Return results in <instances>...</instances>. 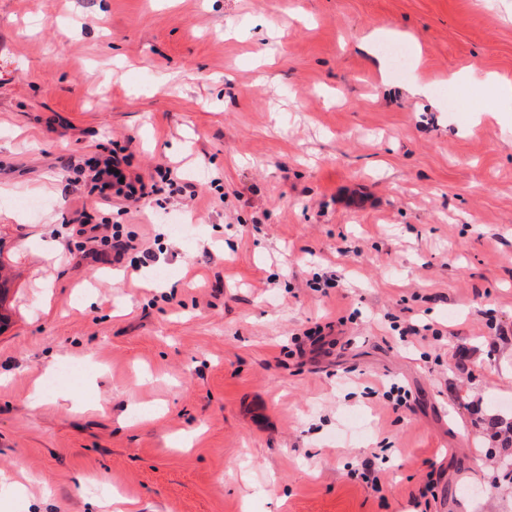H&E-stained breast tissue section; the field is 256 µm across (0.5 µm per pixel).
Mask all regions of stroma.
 <instances>
[{
  "mask_svg": "<svg viewBox=\"0 0 512 512\" xmlns=\"http://www.w3.org/2000/svg\"><path fill=\"white\" fill-rule=\"evenodd\" d=\"M474 64L512 81V0H0V512H512V99ZM105 157L180 190L102 202L66 163ZM79 210L151 260L81 258Z\"/></svg>",
  "mask_w": 512,
  "mask_h": 512,
  "instance_id": "35a3bbf8",
  "label": "stroma"
}]
</instances>
